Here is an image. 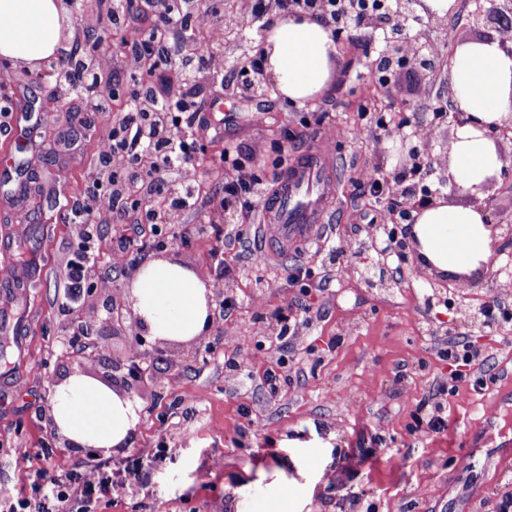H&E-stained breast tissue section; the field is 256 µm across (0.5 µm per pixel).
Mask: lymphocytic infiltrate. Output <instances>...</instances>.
Masks as SVG:
<instances>
[{"instance_id": "f902f5d3", "label": "lymphocytic infiltrate", "mask_w": 512, "mask_h": 512, "mask_svg": "<svg viewBox=\"0 0 512 512\" xmlns=\"http://www.w3.org/2000/svg\"><path fill=\"white\" fill-rule=\"evenodd\" d=\"M81 59V50L76 47L67 60L57 63L54 72L60 85L90 98L93 111H111V56L103 54L93 58L91 70L76 80L71 72L74 63ZM192 124L189 117L159 124L136 107L124 113L120 121L122 137L104 144L98 163L88 171V183L95 191L92 205L76 204L71 208L73 221L83 225L85 236H92L94 230L90 212L109 213L116 223L123 219L114 196L99 194L103 180L117 179L123 173L129 180L147 182L149 191L141 204L150 219L155 216L156 197L164 194L169 182L175 181L188 188L195 186L196 168L190 159L195 150L190 140ZM43 475L51 484L50 493L32 496L1 493L0 512H96L101 504L111 502L114 485L134 487L140 483L137 469L114 471L89 464H78L67 471L47 469Z\"/></svg>"}]
</instances>
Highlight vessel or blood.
Returning <instances> with one entry per match:
<instances>
[{
  "label": "vessel or blood",
  "mask_w": 512,
  "mask_h": 512,
  "mask_svg": "<svg viewBox=\"0 0 512 512\" xmlns=\"http://www.w3.org/2000/svg\"><path fill=\"white\" fill-rule=\"evenodd\" d=\"M265 211L260 236L261 262H268L299 243L317 241L324 216L335 196L331 151L325 147L303 153L280 178Z\"/></svg>",
  "instance_id": "b4317fda"
}]
</instances>
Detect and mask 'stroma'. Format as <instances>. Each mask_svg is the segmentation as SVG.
<instances>
[{"mask_svg": "<svg viewBox=\"0 0 512 512\" xmlns=\"http://www.w3.org/2000/svg\"><path fill=\"white\" fill-rule=\"evenodd\" d=\"M97 7L98 0H78L65 20L67 42L95 44L112 56L116 98L89 126L80 124V97L55 95L50 81L32 82L29 69L0 60V96L33 131L17 148L0 130V152L23 162L15 182L0 185V247L25 251L28 259L15 268L13 290L0 287V349L9 360L0 366V489L30 490L43 466H136L140 485L115 486L103 512H226L225 485L290 454L322 474L310 512H494L512 492V466L500 465L512 459V331L482 328L475 313L496 296L512 303V276L492 265L464 283L433 277L413 254L403 265L382 256L389 240H410V226L398 224L392 235L373 223L387 202L370 199L356 183L368 161L386 181L404 173L393 137L377 125L380 114L427 125L432 162L415 192H448L458 203L487 207L496 226L493 252L512 260V186H491L484 197L449 189L457 128L451 115L436 112L449 100L447 67L396 64L387 84L374 83L393 27L361 24L338 38L320 100L299 107L250 70L257 44L237 24L249 0H186V30H195L196 15L206 10L222 22L224 70L191 71L180 81L163 69L142 79L125 50L156 28L154 14L118 30L106 19L91 30L84 19ZM412 10V30L432 43L445 32L469 41L490 33L470 24L461 4L441 17L426 13L419 0ZM369 90L379 100L364 114ZM145 95L195 102L201 189L190 208L168 211L166 223H145L131 209L123 223L103 221L85 240L68 205L86 199V174L102 142L127 105ZM325 121L346 132L333 150L330 230L272 265L256 263L264 200L251 197L255 214L245 224L233 210L214 212L211 201L223 196L231 175L220 155L225 145L238 147L246 167L270 181L310 149ZM257 144L263 152L251 154ZM61 170L68 174L62 187L55 182ZM127 237L146 243L141 260H177L210 286L213 316L204 336L164 344L143 339L138 325L112 323L111 305L126 300L132 277L113 267L112 249ZM217 244L231 276L217 275ZM88 249L97 251L96 263L80 295L70 297L65 265L83 262ZM296 267L303 278L293 284L288 275ZM102 276L111 277L110 291L98 289ZM89 308L97 313L90 338L103 352L78 364L66 354ZM453 337L467 338L478 362L461 368L448 360ZM140 351L153 383L135 395L142 412L133 445L111 457L69 448L51 420L52 386L77 371L110 382L112 357ZM424 404L439 405L443 429H417ZM23 449L31 455L24 466L17 461ZM217 458L222 468H213Z\"/></svg>", "mask_w": 512, "mask_h": 512, "instance_id": "1", "label": "stroma"}]
</instances>
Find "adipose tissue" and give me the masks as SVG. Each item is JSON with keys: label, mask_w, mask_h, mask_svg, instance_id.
<instances>
[{"label": "adipose tissue", "mask_w": 512, "mask_h": 512, "mask_svg": "<svg viewBox=\"0 0 512 512\" xmlns=\"http://www.w3.org/2000/svg\"><path fill=\"white\" fill-rule=\"evenodd\" d=\"M62 0H0V60L13 65L42 61L62 36ZM265 70L282 96L303 104L319 97L329 78L337 44L325 22L308 15L277 18L265 45ZM449 87L455 106L471 118L452 145L450 174L463 190L477 193L504 161L484 134L488 125L512 117V56L498 41L457 46ZM412 242L423 265L441 274L471 277L488 264L493 233L485 211L439 197L414 214ZM129 301L138 325L165 343L198 339L211 323L208 285L172 259H153L137 270ZM51 416L70 447L110 456L130 446L140 421L139 406L123 392L82 373L51 389ZM288 461L258 469L234 491L232 512H303L306 499L288 503Z\"/></svg>", "instance_id": "1"}]
</instances>
